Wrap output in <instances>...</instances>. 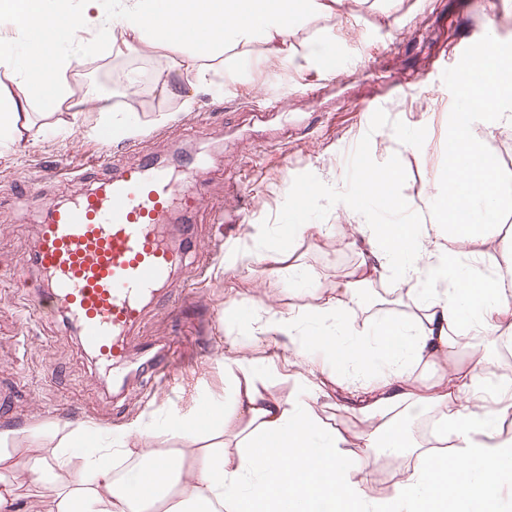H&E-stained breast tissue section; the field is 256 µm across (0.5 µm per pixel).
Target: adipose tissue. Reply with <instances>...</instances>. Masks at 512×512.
I'll list each match as a JSON object with an SVG mask.
<instances>
[{
    "instance_id": "obj_1",
    "label": "adipose tissue",
    "mask_w": 512,
    "mask_h": 512,
    "mask_svg": "<svg viewBox=\"0 0 512 512\" xmlns=\"http://www.w3.org/2000/svg\"><path fill=\"white\" fill-rule=\"evenodd\" d=\"M341 0H0V71L23 96L0 99V139L20 140L40 103L47 113L67 99L60 81L74 53L106 43L124 54L141 43H174L175 64L192 85L212 84L213 59L225 49L247 57L262 37L270 54L294 56V28L306 14H335ZM457 94L477 101L474 111L448 121L445 176L424 206L426 232L412 200L396 194L399 165L370 167L356 195L342 207L357 217L359 250L368 254L336 295L301 314L272 313L263 331L288 338L299 358L332 366L351 392L370 390V408L388 419L360 436L365 452L339 453L341 438L324 428L319 397L279 400L254 379L234 384L232 404L216 401L159 432L171 438L210 436V444L160 451L144 445L139 421L111 430L48 422L44 446L25 448L19 433L0 428V512H506L503 488H512V437H503L502 411L480 404L491 380L489 355L472 348L463 372H449L437 390L419 381L420 368L447 358L477 336H497L512 318V212L501 168L485 148L496 131L512 127V44L488 34L479 57L461 69ZM389 277L417 300L419 314L384 319L367 331L353 321L348 300L373 277ZM447 412L440 431L455 451L423 450L405 480L388 496L368 491L366 472L380 454L411 447L408 423L438 400ZM234 431L236 453L223 437ZM132 461L115 478L114 458Z\"/></svg>"
}]
</instances>
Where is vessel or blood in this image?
<instances>
[{
	"instance_id": "b4317fda",
	"label": "vessel or blood",
	"mask_w": 512,
	"mask_h": 512,
	"mask_svg": "<svg viewBox=\"0 0 512 512\" xmlns=\"http://www.w3.org/2000/svg\"><path fill=\"white\" fill-rule=\"evenodd\" d=\"M178 191L167 170L148 159L53 209L41 227L32 256L41 297L114 370L128 362V337L144 321L148 298L167 285L173 256L161 231ZM144 355L141 375L171 385V355L160 348Z\"/></svg>"
}]
</instances>
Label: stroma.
I'll use <instances>...</instances> for the list:
<instances>
[{
    "instance_id": "35a3bbf8",
    "label": "stroma",
    "mask_w": 512,
    "mask_h": 512,
    "mask_svg": "<svg viewBox=\"0 0 512 512\" xmlns=\"http://www.w3.org/2000/svg\"><path fill=\"white\" fill-rule=\"evenodd\" d=\"M501 22L489 26L484 0H344L332 18L306 16L296 25L295 46L307 53L322 37L334 40L342 64L324 72L315 63L294 66L267 58L262 38L241 66L236 50L224 53V75L197 88L192 107L159 80L176 57L167 46L145 44L112 55L97 48L63 72L70 97L47 118L46 132L0 144V273L30 268L40 224L48 210L97 188L144 155L172 167L195 158L201 172L191 192L205 201L191 224L198 246L181 247L168 296L139 327L141 336L169 342L178 378L171 390L105 377L63 316L38 322L23 317L24 296L0 284V424L28 428L27 445L40 438L31 428L51 421L90 423L120 433L129 421L153 424L225 397L239 361L251 364L272 396L288 398L313 384L322 396L317 412L344 439L346 454H361L366 421L361 399L331 372L297 363L284 342L250 341V330L273 311H302L325 301L358 264L350 247L352 217L338 203L348 189L340 159L349 145L361 147L367 165L397 163L396 191L423 196L446 166L448 116L460 99L443 74L446 63L468 64L462 49L482 43L488 30L512 42V0H500ZM111 78L110 103L133 128L131 142L100 143L90 126L98 117L97 73ZM85 122L72 118L73 112ZM424 135L420 152L406 139ZM91 168H84L87 153ZM314 228L297 239L292 258L309 284L289 285L270 259L241 262L275 225L289 218V199L306 183ZM415 299H390L378 289H359L349 307L361 328L380 316L412 318ZM229 308L242 310L227 318Z\"/></svg>"
}]
</instances>
